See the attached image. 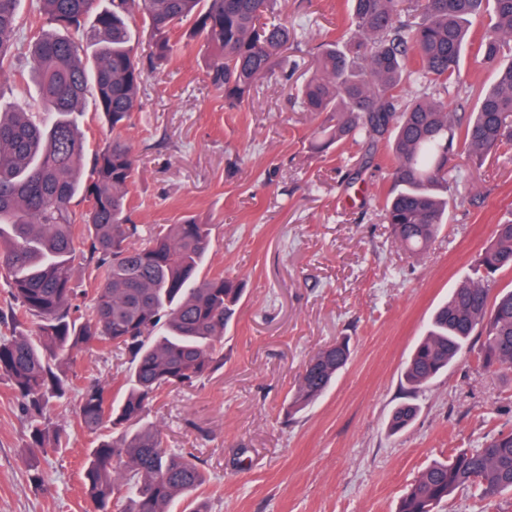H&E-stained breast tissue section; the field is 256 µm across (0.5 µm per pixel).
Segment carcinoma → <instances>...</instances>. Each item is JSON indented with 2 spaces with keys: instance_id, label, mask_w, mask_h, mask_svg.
<instances>
[{
  "instance_id": "cac0c4a2",
  "label": "carcinoma",
  "mask_w": 512,
  "mask_h": 512,
  "mask_svg": "<svg viewBox=\"0 0 512 512\" xmlns=\"http://www.w3.org/2000/svg\"><path fill=\"white\" fill-rule=\"evenodd\" d=\"M277 0H37L28 38L20 26L22 0H0V74L20 66L42 102L39 112L18 104L0 111V277L10 293V335L0 336V376L27 421L29 447L60 448L67 431L53 421V402L76 391L78 420L89 431L110 429L88 455L84 485L92 512H170L178 498L188 512H209L192 498L207 480L201 460L166 448L161 432L142 425L167 389L192 386L224 365V328L242 289L222 273L198 279L210 246V227L193 219L156 224L144 235L128 214L137 172L126 140L116 135L91 159L77 124L87 97L117 129L141 107L147 71L177 49L186 22L210 49L211 85L224 104L238 107L273 71L278 57L305 33L273 18ZM351 24L323 41L305 62L297 99L325 119L317 147L350 141L359 172L384 142L394 167L382 207L395 243L418 256L448 222V180L456 179L457 146L482 165L512 147V0H351ZM140 17L151 51L132 45L129 21ZM88 28L93 51L71 32ZM493 70L484 86L457 89L455 111L446 97L456 83L466 44ZM414 82L422 90L406 95ZM81 198L86 209H74ZM86 260L104 269L90 314L76 315V242ZM480 277L460 283L434 313L405 366V379L428 384L473 351L488 372L512 370V289L492 294L496 276L512 271V218L495 224L478 261ZM97 346L129 357L117 393L98 379L73 385L74 351ZM352 357L346 338L306 363L290 409L316 401ZM417 408L393 409L398 432ZM474 486L493 499L512 492V430L480 447L435 462L403 493L396 512H435L448 496Z\"/></svg>"
}]
</instances>
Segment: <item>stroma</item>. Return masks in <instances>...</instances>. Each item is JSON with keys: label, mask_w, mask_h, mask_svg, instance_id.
<instances>
[{"label": "stroma", "mask_w": 512, "mask_h": 512, "mask_svg": "<svg viewBox=\"0 0 512 512\" xmlns=\"http://www.w3.org/2000/svg\"><path fill=\"white\" fill-rule=\"evenodd\" d=\"M307 39L290 58L338 36L347 0H281ZM178 51L145 83L143 108L119 134L138 158L129 188L142 228L194 218L211 228L202 269L236 277L243 299L224 332V366L165 392L146 416L165 447L193 452L211 474L199 495L211 512H395L433 461L512 429V372L484 371L466 355L413 390L405 362L436 308L476 273L497 221L512 211V152L482 168L461 163L448 222L428 251L410 256L381 220L392 159L379 150L359 175L343 152L311 145L318 123L280 75L227 109L206 75L208 52L189 26ZM347 336L354 349L335 384L289 415L305 363ZM127 357L78 352L75 386L123 380ZM417 406L394 434L391 410ZM68 447L36 455L6 380L0 379V512H89L86 456L98 442L78 423L77 400L55 405ZM38 456L41 483L27 461ZM438 512H512V493L487 501L457 490Z\"/></svg>", "instance_id": "35a3bbf8"}]
</instances>
